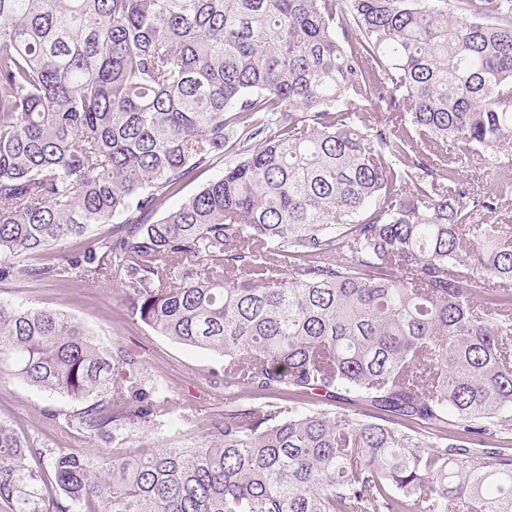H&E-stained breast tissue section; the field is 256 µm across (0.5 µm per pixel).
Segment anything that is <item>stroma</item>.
I'll list each match as a JSON object with an SVG mask.
<instances>
[{
    "mask_svg": "<svg viewBox=\"0 0 512 512\" xmlns=\"http://www.w3.org/2000/svg\"><path fill=\"white\" fill-rule=\"evenodd\" d=\"M0 298L32 308L68 314L82 322L94 339L105 345H121L138 356L146 372L158 379L171 412L152 435L171 444L198 441L224 391V378L216 370L221 360L212 352L179 344L155 334L132 318L126 292L113 282L87 288L77 282H0ZM70 399L52 395L23 383L0 366V413L9 416L19 433L30 436L41 448H69L77 452L96 449L95 438L77 432H60L47 417L48 411L70 412Z\"/></svg>",
    "mask_w": 512,
    "mask_h": 512,
    "instance_id": "1",
    "label": "stroma"
}]
</instances>
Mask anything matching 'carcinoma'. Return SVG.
<instances>
[{
  "label": "carcinoma",
  "instance_id": "obj_1",
  "mask_svg": "<svg viewBox=\"0 0 512 512\" xmlns=\"http://www.w3.org/2000/svg\"><path fill=\"white\" fill-rule=\"evenodd\" d=\"M511 199L512 0H0V282L117 277L224 360L206 440L147 442L141 360L0 300V364L106 446L0 418V512H512V448L476 447L512 431V224L478 220ZM460 178L469 184L470 189L477 194H482L492 188L493 181L487 177V171L477 157L473 161L460 168ZM224 171V160H218L214 165L213 168L210 170L199 174L198 177L191 183L187 184V186L177 195L173 196L166 204V209H171L173 207H176L179 205L187 196L192 194L194 191H196L198 188L202 187L204 184L208 183L209 181L217 178L219 175H221ZM79 239H69L66 240L52 249L46 251L43 256H37L29 260V263L32 264H40L43 262H49L59 265H66L65 259L76 252L77 247L79 246Z\"/></svg>",
  "mask_w": 512,
  "mask_h": 512
}]
</instances>
